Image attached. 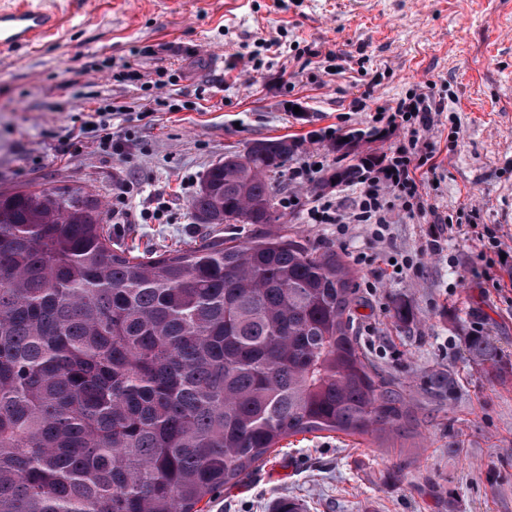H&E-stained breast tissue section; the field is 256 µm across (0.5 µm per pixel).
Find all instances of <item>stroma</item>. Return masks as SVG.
I'll use <instances>...</instances> for the list:
<instances>
[{
	"label": "stroma",
	"instance_id": "35a3bbf8",
	"mask_svg": "<svg viewBox=\"0 0 512 512\" xmlns=\"http://www.w3.org/2000/svg\"><path fill=\"white\" fill-rule=\"evenodd\" d=\"M56 12L58 29L0 54V190L78 188L112 209L132 188L130 213L110 225L137 254H161L251 225L196 223L189 203L205 172L254 141L289 138L301 152L344 170L390 152L371 135L379 108L424 92L441 114L427 132L435 180L425 191L439 213L473 212L442 253H420L428 230L394 211L388 241L371 227L337 238L332 224L287 212L288 229L358 266L354 334L367 360L404 392L412 426L386 439L342 433L284 440L225 488L210 512H272L281 499L304 512H512V271L499 285L472 275L479 237L512 249V0H31ZM282 54L259 71L248 60L264 42ZM334 61H325L328 52ZM177 74L162 85L161 73ZM129 109L113 132L134 145L101 152L68 134L98 106ZM336 130L335 150L311 134ZM165 191L166 224L147 223L149 195ZM412 260L397 274L390 258ZM408 304L401 325L394 301ZM482 334L506 364L495 378L465 350ZM456 382L452 399L430 392L434 375Z\"/></svg>",
	"mask_w": 512,
	"mask_h": 512
}]
</instances>
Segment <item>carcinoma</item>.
<instances>
[{"instance_id": "cac0c4a2", "label": "carcinoma", "mask_w": 512, "mask_h": 512, "mask_svg": "<svg viewBox=\"0 0 512 512\" xmlns=\"http://www.w3.org/2000/svg\"><path fill=\"white\" fill-rule=\"evenodd\" d=\"M247 148L190 203L285 224L293 143ZM357 272L284 233L139 256L94 200L0 191V512H203L283 440L391 433L407 416L351 332ZM488 375L501 355L467 338Z\"/></svg>"}]
</instances>
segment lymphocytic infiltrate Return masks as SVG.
Segmentation results:
<instances>
[{"mask_svg": "<svg viewBox=\"0 0 512 512\" xmlns=\"http://www.w3.org/2000/svg\"><path fill=\"white\" fill-rule=\"evenodd\" d=\"M122 114L121 108L109 104L97 108L91 116L90 126L80 127L78 133L92 135L101 151L124 156V141L112 135V121ZM375 120L385 129L400 131L401 136L389 154L360 158L353 180L358 195L350 213H341L335 197L324 193L307 203L296 195L284 197L280 200L281 206L302 211L306 223L335 225L341 236L347 234L350 224L373 225L374 235L380 240L385 239L389 230L391 212L399 206L409 216L428 217L439 224V231L431 234L424 248L443 252L448 236L442 226L447 219L428 203L424 191L428 175L436 170L435 146L425 137L434 123L427 94L398 100L395 107L377 112Z\"/></svg>", "mask_w": 512, "mask_h": 512, "instance_id": "f902f5d3", "label": "lymphocytic infiltrate"}]
</instances>
